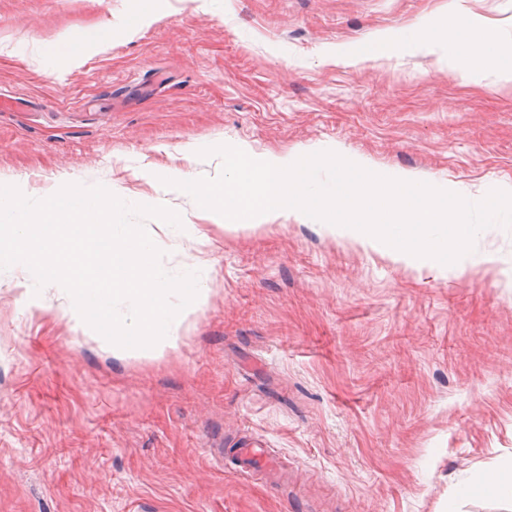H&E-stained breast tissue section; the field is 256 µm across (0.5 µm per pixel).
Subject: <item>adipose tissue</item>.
<instances>
[{"label": "adipose tissue", "mask_w": 512, "mask_h": 512, "mask_svg": "<svg viewBox=\"0 0 512 512\" xmlns=\"http://www.w3.org/2000/svg\"><path fill=\"white\" fill-rule=\"evenodd\" d=\"M421 37L447 47L450 56L469 59L476 69L493 67L506 80H512V54L505 51L496 35L479 20L463 17L454 25L423 31Z\"/></svg>", "instance_id": "adipose-tissue-1"}]
</instances>
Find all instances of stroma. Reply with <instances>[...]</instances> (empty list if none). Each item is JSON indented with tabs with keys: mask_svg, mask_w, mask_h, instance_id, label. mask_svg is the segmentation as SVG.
Listing matches in <instances>:
<instances>
[{
	"mask_svg": "<svg viewBox=\"0 0 512 512\" xmlns=\"http://www.w3.org/2000/svg\"><path fill=\"white\" fill-rule=\"evenodd\" d=\"M451 0H0V184H100L165 205L163 268L199 274L177 348L130 352L62 315L55 287L0 270V512H505L460 495L512 465V230L416 266L346 228L220 222L161 179L331 150L378 171L512 191V83L418 46L330 60L454 21ZM512 46V0H461ZM109 31L81 62L60 35ZM152 170L154 179L143 178ZM255 441L282 480L221 456Z\"/></svg>",
	"mask_w": 512,
	"mask_h": 512,
	"instance_id": "obj_1",
	"label": "stroma"
}]
</instances>
